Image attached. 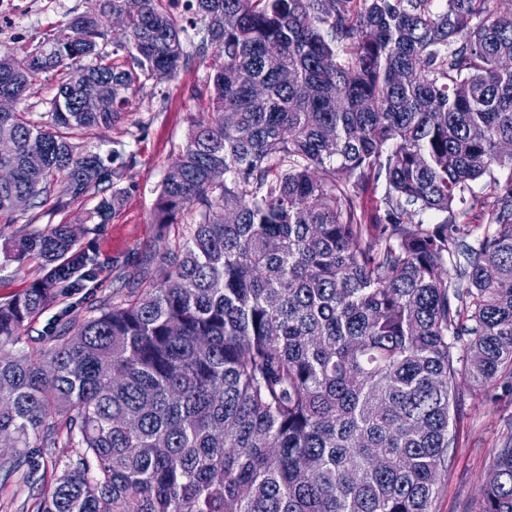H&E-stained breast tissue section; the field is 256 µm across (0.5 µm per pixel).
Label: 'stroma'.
Returning a JSON list of instances; mask_svg holds the SVG:
<instances>
[{
  "mask_svg": "<svg viewBox=\"0 0 512 512\" xmlns=\"http://www.w3.org/2000/svg\"><path fill=\"white\" fill-rule=\"evenodd\" d=\"M98 0H0V46L19 56L31 51L46 33L62 27L70 18L98 10ZM204 69L189 66L171 81L157 85L146 82L131 97L121 122L92 131L81 138V147L111 154L124 147L131 154L118 187L120 206L103 224L84 222L96 197L67 206L49 198L43 207L15 224H0V301L22 293L41 275L38 258L17 261L7 256L4 244L26 228L42 229L53 224L83 223L82 244L91 246L102 267L86 288L73 294L60 292L53 306L34 322L19 349L49 350L52 337L46 328L58 315L81 320L92 310L137 287L139 276L150 268V256L163 237H174L182 227H160L152 221L159 185L173 158L186 141L190 118L206 110V98L188 96L191 86L204 76ZM460 401L451 413L449 434L455 445L448 451L449 467L438 473L431 512H473L481 498L493 456L512 439V378H502L488 388L468 380L458 384Z\"/></svg>",
  "mask_w": 512,
  "mask_h": 512,
  "instance_id": "stroma-1",
  "label": "stroma"
}]
</instances>
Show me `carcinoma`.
<instances>
[{
	"label": "carcinoma",
	"instance_id": "carcinoma-1",
	"mask_svg": "<svg viewBox=\"0 0 512 512\" xmlns=\"http://www.w3.org/2000/svg\"><path fill=\"white\" fill-rule=\"evenodd\" d=\"M157 2L105 0L127 18L110 57L89 13L22 59L0 48V96L61 75L40 120L0 112V223L57 189L100 195L87 219L105 223L127 160L76 140L192 61L207 72L191 97L209 101L159 187L156 224L196 205L188 235L150 256L160 279L53 321L50 351L14 354L57 289L100 266L68 224L11 241L44 265L0 303V433L17 447L3 468L33 474L60 440L74 448L37 512H430L457 380L512 374V11L186 0L179 19ZM486 177L488 204L469 194ZM379 182L370 214L361 195ZM479 205L485 223L459 221ZM426 211L443 219L414 222ZM492 470L478 512H512V446Z\"/></svg>",
	"mask_w": 512,
	"mask_h": 512
}]
</instances>
